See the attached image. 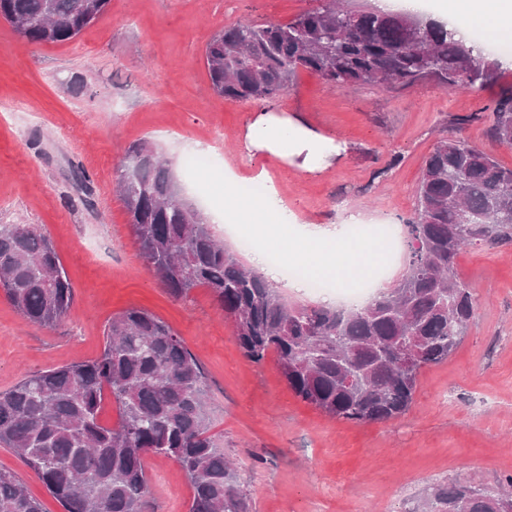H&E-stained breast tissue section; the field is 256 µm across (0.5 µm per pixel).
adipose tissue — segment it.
<instances>
[{
	"instance_id": "adipose-tissue-1",
	"label": "adipose tissue",
	"mask_w": 512,
	"mask_h": 512,
	"mask_svg": "<svg viewBox=\"0 0 512 512\" xmlns=\"http://www.w3.org/2000/svg\"><path fill=\"white\" fill-rule=\"evenodd\" d=\"M456 39L469 41L475 27L493 37L512 33V0H448L441 15ZM248 147L299 163L306 171L319 169L329 155L325 138L290 121L260 115L249 127ZM223 204L202 203L200 210L210 224H255L262 237L276 245L284 261H302L314 274L337 280L363 273L366 265L381 256L377 242H349L343 235L347 224L363 223L360 211H347L342 223L309 227L278 196L274 186L263 195L242 193L232 174H225Z\"/></svg>"
}]
</instances>
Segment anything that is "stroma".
Masks as SVG:
<instances>
[{
  "instance_id": "1",
  "label": "stroma",
  "mask_w": 512,
  "mask_h": 512,
  "mask_svg": "<svg viewBox=\"0 0 512 512\" xmlns=\"http://www.w3.org/2000/svg\"><path fill=\"white\" fill-rule=\"evenodd\" d=\"M319 0H111L96 22L63 44L35 45L0 21V224H35L50 237L74 288L54 326L25 321L0 295V392L23 378L97 358L112 316L144 308L171 326L202 366L212 432L237 466L250 512H415L452 481L499 489L512 475V245L465 248L457 269L475 298L459 348L426 368L401 417L356 424L299 399L274 359L250 362L209 292L168 295L141 258L115 192L125 149L146 139L180 186L184 159L211 142L215 177L271 178L312 225L345 208L399 224L416 205L425 158L436 143L465 140L512 168V145L496 141L484 114L512 86V52L477 32L500 61V78L478 91L427 79L405 89L340 90L299 71L273 103L278 117L342 147L308 173L265 154L241 156L258 102L217 95L204 61L217 31L242 19L288 22ZM480 120H473V113ZM89 175L88 184L76 179ZM214 179L192 200L222 204ZM150 512H188L191 487L175 461L145 459ZM45 512H62L38 474L0 447Z\"/></svg>"
}]
</instances>
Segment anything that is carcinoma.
<instances>
[{
  "label": "carcinoma",
  "instance_id": "carcinoma-1",
  "mask_svg": "<svg viewBox=\"0 0 512 512\" xmlns=\"http://www.w3.org/2000/svg\"><path fill=\"white\" fill-rule=\"evenodd\" d=\"M111 0H0V19L31 44L74 39ZM213 89L240 101L272 102L302 69L338 89L430 78L451 90L483 89L499 66L454 39L448 25L417 14L352 11L322 3L287 23L238 22L204 52ZM495 138L512 145V91L491 113ZM115 181L141 256L169 295L209 291L243 355L275 354L288 387L325 415L354 423L405 414L418 376L461 344L474 298L456 268L466 245L512 244V168L461 140L429 154L406 221L410 248L403 290L360 308L289 305L277 289L224 248L183 198L154 144H130ZM0 293L27 321L53 326L74 291L51 241L33 224H0ZM101 355L28 376L0 392V447L36 471L63 512H148L144 458L175 461L192 487L188 512H249L237 470L212 434L207 384L183 339L153 313L112 317ZM118 412L101 423L105 396ZM496 493L461 482L434 488L421 512H503L512 476ZM0 512H43L13 472L0 469Z\"/></svg>",
  "mask_w": 512,
  "mask_h": 512
}]
</instances>
